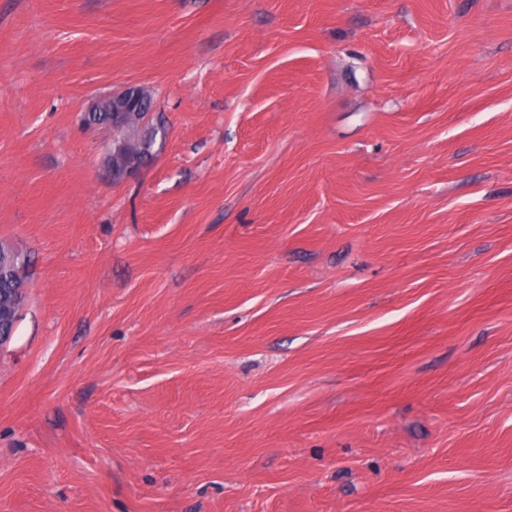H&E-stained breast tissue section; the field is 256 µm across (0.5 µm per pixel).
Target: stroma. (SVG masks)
<instances>
[{
  "label": "stroma",
  "instance_id": "1",
  "mask_svg": "<svg viewBox=\"0 0 512 512\" xmlns=\"http://www.w3.org/2000/svg\"><path fill=\"white\" fill-rule=\"evenodd\" d=\"M0 241V512H512V0H0ZM140 85L130 84L124 87L121 91L112 94L109 99L108 112H92L98 105V100H95L90 105L88 112L84 113V122L92 126H111V112L117 113L119 119H123L127 112L135 106H138ZM90 112V113H89ZM150 113H140L143 123L138 120L129 121L121 131V141L113 144L112 151L108 154L106 163L117 169H138L144 165L154 153L157 137H164L162 126L149 122ZM29 256L22 250L0 242V309L19 315L28 279Z\"/></svg>",
  "mask_w": 512,
  "mask_h": 512
}]
</instances>
